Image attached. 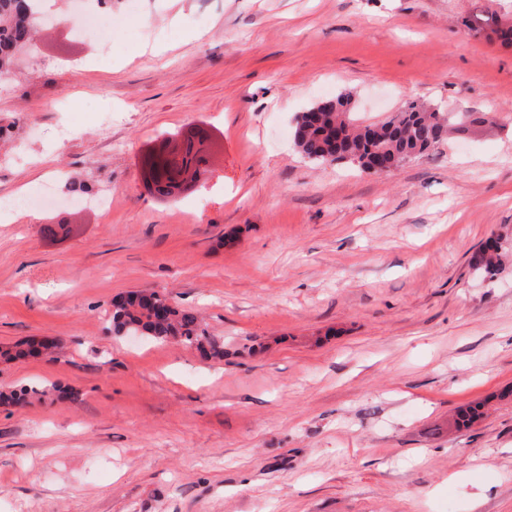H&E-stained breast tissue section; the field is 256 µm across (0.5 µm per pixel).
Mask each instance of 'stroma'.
<instances>
[{"label":"stroma","instance_id":"35a3bbf8","mask_svg":"<svg viewBox=\"0 0 512 512\" xmlns=\"http://www.w3.org/2000/svg\"><path fill=\"white\" fill-rule=\"evenodd\" d=\"M56 7L0 76V348L60 347L0 360V392L41 390L0 402V512H512V252L470 265L512 239V47L466 26L512 5L139 0L93 33L99 0ZM342 93L364 123L414 100L494 124L387 176L303 159L294 115ZM190 124L216 138L207 181L157 198L138 159ZM141 289L223 360L114 335ZM506 252L502 237L491 238L475 253L472 267L482 274L495 276L502 270V256ZM39 346H42V344H39ZM39 346H37L36 340L34 339L28 340L26 342L21 341L8 349L0 351V358H2L4 361H23L34 355H54L56 353L55 344H53V348L51 350L45 351L41 350Z\"/></svg>","mask_w":512,"mask_h":512}]
</instances>
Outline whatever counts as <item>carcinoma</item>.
<instances>
[{
  "label": "carcinoma",
  "mask_w": 512,
  "mask_h": 512,
  "mask_svg": "<svg viewBox=\"0 0 512 512\" xmlns=\"http://www.w3.org/2000/svg\"><path fill=\"white\" fill-rule=\"evenodd\" d=\"M41 22L37 0H0V73L8 72L19 53L29 46L34 27ZM477 27H489L505 46L512 45V24L503 27L496 16H481ZM351 98L343 95L317 103L294 119L293 144L304 159L319 164L333 156L338 162L351 163L367 171L372 151L382 153L390 171L407 160L424 155L442 143L448 132L471 123H487L484 114L457 115L439 107H425L415 101L382 121L355 125L349 118ZM151 194L170 198L178 191L171 179L156 180L149 185ZM506 253L503 239H489L474 255L472 267L489 276L502 270ZM112 332L118 336L140 333L156 342H177L196 349L203 357H224V344L210 336L198 316L191 310L178 309L155 292H129L113 300L110 312ZM53 355L55 350H41L36 340L21 341L0 351L5 361H23L30 356ZM45 391L35 387L0 392L3 403L20 404ZM483 416L482 405L460 409L453 424L467 428Z\"/></svg>",
  "instance_id": "1"
}]
</instances>
